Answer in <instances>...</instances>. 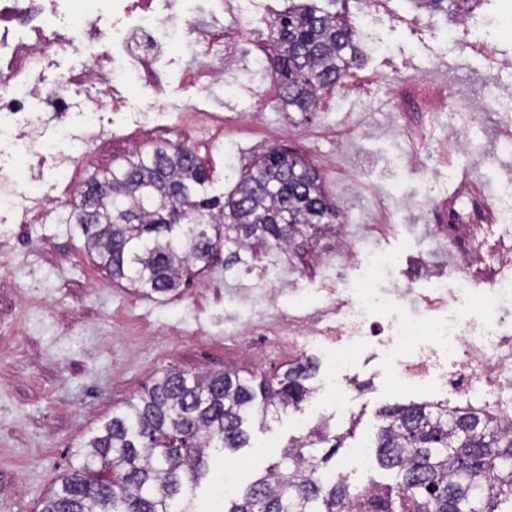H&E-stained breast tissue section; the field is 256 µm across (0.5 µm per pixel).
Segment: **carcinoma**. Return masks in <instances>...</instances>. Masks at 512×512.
<instances>
[{
    "label": "carcinoma",
    "instance_id": "1",
    "mask_svg": "<svg viewBox=\"0 0 512 512\" xmlns=\"http://www.w3.org/2000/svg\"><path fill=\"white\" fill-rule=\"evenodd\" d=\"M267 28L278 109L315 111L319 93L340 84L358 57L357 33L312 4L287 6ZM208 181L187 146L133 153L77 192L72 206L86 250L112 280L167 293L188 267L205 268L221 243L232 264L244 252L336 233L338 209L318 170L288 148L262 155L223 202L206 195ZM317 369L299 358L257 384L233 367L165 371L72 451L77 465L39 512H196L210 462L249 446L248 417L300 408ZM380 417L379 462L396 471L387 489L399 512H500L512 501V426L430 402L385 408ZM343 440L325 423L312 429L220 512H346L354 491L321 476ZM328 443L320 458L307 453Z\"/></svg>",
    "mask_w": 512,
    "mask_h": 512
}]
</instances>
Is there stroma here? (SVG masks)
Segmentation results:
<instances>
[{"label": "stroma", "mask_w": 512, "mask_h": 512, "mask_svg": "<svg viewBox=\"0 0 512 512\" xmlns=\"http://www.w3.org/2000/svg\"><path fill=\"white\" fill-rule=\"evenodd\" d=\"M342 13L358 30L361 60L357 73L375 76L368 89L342 83L324 96L316 112L252 108L272 79L253 61L267 37L266 23L283 0H245L233 22L241 55L228 82L201 94L190 72L204 54L191 30L165 32L172 46L156 67L161 84H124L131 113L160 116L161 128L140 133V149L166 142L191 148L210 174L208 193L223 197L236 181L229 166L244 168L253 156L285 145L321 174L329 199L341 209L344 231L359 254L395 253L398 263L376 284L379 295L401 290L403 312L424 309L431 290L416 278L421 260L448 269L456 245L444 234L448 204L470 186L466 204L482 213L491 198L512 200V138L501 135L512 99L497 88L512 84V30L498 27L501 0H477L476 20L462 25L456 15L428 17L415 0H317ZM482 43L499 65L487 74ZM464 107L480 99L491 110L479 124L448 133L441 100ZM200 104L226 120L223 140L197 142L178 116ZM103 135L91 137L78 164L74 185L123 163L130 153L122 133L112 132V111L103 109ZM334 238L297 239L289 250L275 249L247 263L225 268V250L210 266L168 294L116 283L95 265L84 248L73 209L62 203L35 223L0 214V512H37L38 504L76 460L71 452L86 441L115 409L143 392L164 369L220 370L231 366L262 378L288 364L281 353L261 359L262 344L249 330L267 316L309 315L332 306L331 288L340 275L363 277L360 258L343 264ZM308 357L319 361L314 392L300 412H279L247 422L249 447L215 460L197 491L198 512L215 500L225 465L252 461L244 482L273 462L298 438L294 415L311 425L328 423L345 435L339 457L364 447L377 455L375 434L383 408L423 401L421 390L394 386L386 370L384 346L363 349L358 359L330 373L323 368V344ZM362 387L349 407L336 402L337 384ZM265 453H257V446Z\"/></svg>", "instance_id": "obj_1"}]
</instances>
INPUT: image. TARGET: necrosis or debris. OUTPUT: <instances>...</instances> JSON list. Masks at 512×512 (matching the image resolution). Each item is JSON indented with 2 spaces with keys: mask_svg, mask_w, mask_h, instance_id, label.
Wrapping results in <instances>:
<instances>
[{
  "mask_svg": "<svg viewBox=\"0 0 512 512\" xmlns=\"http://www.w3.org/2000/svg\"><path fill=\"white\" fill-rule=\"evenodd\" d=\"M170 0H0V110L13 112L15 125L0 123V138L15 135V149L23 157H37L35 165L18 172L11 160L0 157V212L22 211L26 220L43 215L56 201L55 183H43L47 164L69 162L70 148L83 143L86 132L100 126V110L124 108L117 86L128 73L144 75L156 84L155 67L166 44L159 31L189 25L198 43L219 45L226 65L239 56V42L231 30L212 27L197 17L171 12ZM111 39V52L97 49ZM85 48L88 62L68 75V90L46 93L42 75L52 58ZM50 98V118L25 111L31 97ZM439 302L427 305L420 318L399 320L400 294L384 301L370 295L367 281L350 280L349 294L332 329L336 349L326 365L335 369L353 362L366 341L389 337L394 383L416 387L435 381L448 393L479 402L482 412L511 421L512 409L495 403V396L512 390V343L503 329L512 323V274L498 272L483 290L484 304L476 310L460 302L470 290L462 274H430ZM446 306V320H439L438 306ZM435 337L447 351L439 361L434 350H418V339Z\"/></svg>",
  "mask_w": 512,
  "mask_h": 512,
  "instance_id": "4bbe7bcc",
  "label": "necrosis or debris"
}]
</instances>
